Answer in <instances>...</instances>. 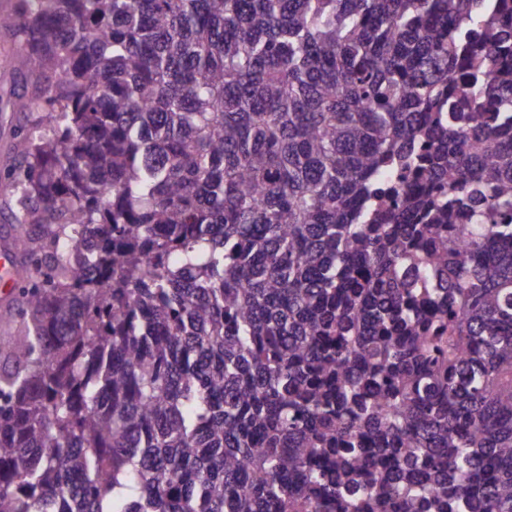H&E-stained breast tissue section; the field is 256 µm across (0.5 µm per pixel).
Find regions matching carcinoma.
Wrapping results in <instances>:
<instances>
[{
  "label": "carcinoma",
  "instance_id": "1",
  "mask_svg": "<svg viewBox=\"0 0 512 512\" xmlns=\"http://www.w3.org/2000/svg\"><path fill=\"white\" fill-rule=\"evenodd\" d=\"M487 2L15 0L0 512H512Z\"/></svg>",
  "mask_w": 512,
  "mask_h": 512
}]
</instances>
